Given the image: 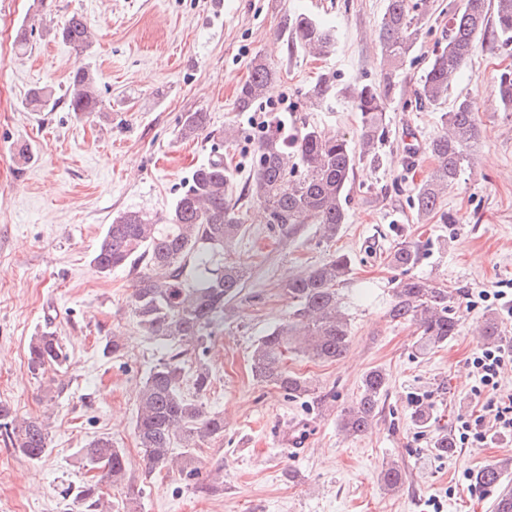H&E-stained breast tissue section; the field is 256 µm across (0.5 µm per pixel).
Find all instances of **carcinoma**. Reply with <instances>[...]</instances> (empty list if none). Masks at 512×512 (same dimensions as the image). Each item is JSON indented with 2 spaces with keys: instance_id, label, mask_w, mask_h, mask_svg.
Instances as JSON below:
<instances>
[{
  "instance_id": "1",
  "label": "carcinoma",
  "mask_w": 512,
  "mask_h": 512,
  "mask_svg": "<svg viewBox=\"0 0 512 512\" xmlns=\"http://www.w3.org/2000/svg\"><path fill=\"white\" fill-rule=\"evenodd\" d=\"M431 10L430 0H387L379 26L380 78L353 87L351 97L361 116L359 148L345 136H329L317 128H302L288 138L274 122L258 137L252 155L249 196L265 214L266 223L282 229L297 224H320L330 236L346 223L347 198L355 166L362 160L378 161L385 141L386 102L396 88V72L419 39L422 20ZM494 21L501 45H512V0H464L448 18L446 44L435 51L416 93L421 106L440 108L448 89L477 48L479 36ZM281 33L290 53L310 49L319 56L334 51L335 27L306 14L285 16ZM58 37L76 51L92 44L90 26L78 15L70 16L57 30ZM278 80L273 63L259 55L251 63L248 80L239 87L237 108L249 110L268 97ZM96 73L85 66L71 72L64 96L68 111L89 117L98 108ZM336 93L334 77L322 74L309 90L323 103ZM493 96L512 112V70L500 72ZM30 105L36 112H50L56 105L52 92L32 91ZM206 112H189L179 130L192 139L208 127ZM442 132L428 145L435 166L414 197L417 217L424 220L437 209L441 194L452 188L472 164L479 142L478 117L471 100L457 98L441 111ZM234 173L217 154L194 169L172 207L158 217L142 210H125L112 218L93 253L96 270L109 276L122 268H141L130 295L132 314L142 335L163 342L168 356L156 364L139 389L135 436L142 450L144 475L178 471L197 492L209 494L219 473L202 472L194 452L208 441L224 436V416L206 410L202 398L212 384V373L203 360L213 329L224 322V309L251 278L250 269L236 263L231 252L242 235L248 208L232 200ZM422 253L419 245L401 243L390 254L393 266L408 270ZM350 271L348 258L334 255L324 263L294 274L280 288L298 309L259 337L250 356L253 378L291 399L310 395L309 382L288 370V355L333 362L350 343L348 315L339 305L336 286ZM453 291L422 278L400 280L393 292L388 317L394 322L413 321L420 337L417 349L425 353L458 335L460 316L452 306ZM123 336L117 332L102 340V355L120 354ZM67 354L54 333L41 331L28 343V368L39 375L46 367L62 368ZM388 385L387 373L374 368L365 373L354 405L340 418L341 431L358 436L369 430ZM0 435L30 460L42 459L50 450L49 424L39 418L21 417L0 404ZM88 466L102 470L103 481L125 482L127 460L112 438L99 436L83 448ZM503 468L478 471L475 484L495 489ZM382 487L400 488L403 473L395 463L380 471ZM70 512H112V502L97 484L79 487Z\"/></svg>"
}]
</instances>
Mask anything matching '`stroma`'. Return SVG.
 Instances as JSON below:
<instances>
[{"mask_svg":"<svg viewBox=\"0 0 512 512\" xmlns=\"http://www.w3.org/2000/svg\"><path fill=\"white\" fill-rule=\"evenodd\" d=\"M460 4L436 0L423 22L386 105L381 161L357 164L348 219L335 235L318 224L273 229L251 209L233 257L252 277L228 305L206 353L213 379L204 402L223 414L224 435L196 455L224 471L219 489L203 495L179 475L143 473L136 395L165 349L133 320L135 270L103 276L91 263L93 252L118 212L165 214L213 152L235 172L234 196L247 194L256 138L271 118L292 131L309 124L357 141L360 114L348 90L379 77L385 0H0V403L24 416H47L51 432V450L38 461L0 441V512H66L71 492L94 475L83 449L100 435L131 463L141 490L135 512H491L495 491L472 478L499 464L507 465L504 485L512 489L511 436L449 454L433 447L476 405L468 360L484 344L478 326L492 316L501 337H512V315L478 297L512 280V112L492 95L494 77L512 68V50L492 33L481 37L448 91L449 99L468 97L478 111L480 162L465 168L427 221L413 207L434 165L428 144L441 130L438 111L416 107L414 92ZM298 13L335 24L331 54H287L278 32L284 16ZM75 14L95 33L81 53L53 36ZM22 25L34 30L26 49L14 43ZM259 54L280 71L273 94L285 102L274 113L261 102L245 112L236 107ZM84 65L99 77V112L78 118L61 104L31 110L32 88L62 95L70 73ZM323 72L335 75L336 94L316 105L308 91ZM189 112L211 120L198 138L184 140L179 130ZM228 126L238 132L235 141L224 139ZM20 143L28 158L18 156ZM401 242L422 251L408 274L454 289L462 316L458 336L424 357L416 353V325L386 315L406 274L389 263ZM337 253L351 263L336 288L351 323L350 346L335 362L290 356L289 370L315 390L290 399L253 379L252 346L295 309L281 280ZM45 329L59 336L68 370L36 377L27 348ZM115 331L124 334L125 349L103 356L102 340ZM374 368L389 378L382 408L368 432L344 436L340 414ZM420 401L432 410L425 428L413 417ZM390 462L405 472L394 493L379 481Z\"/></svg>","mask_w":512,"mask_h":512,"instance_id":"stroma-1","label":"stroma"}]
</instances>
